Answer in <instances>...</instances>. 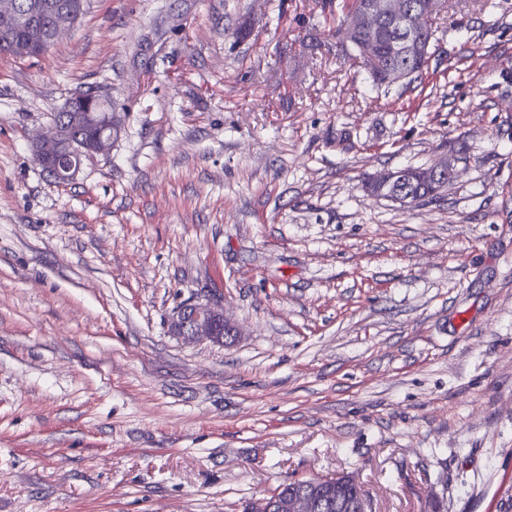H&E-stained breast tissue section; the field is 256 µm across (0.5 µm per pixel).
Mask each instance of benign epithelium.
Segmentation results:
<instances>
[{"instance_id":"benign-epithelium-1","label":"benign epithelium","mask_w":512,"mask_h":512,"mask_svg":"<svg viewBox=\"0 0 512 512\" xmlns=\"http://www.w3.org/2000/svg\"><path fill=\"white\" fill-rule=\"evenodd\" d=\"M40 9L46 14L67 12L69 18L58 27L50 29L48 36L45 37L42 30L35 25L33 13L16 8L8 13L3 27L27 29L40 42L38 54L42 55L78 21L81 2L63 0L59 3L57 0H45L40 4ZM441 9V0H426L421 13L411 8L409 0H365L361 4L355 2L343 29V38L353 44L361 35L375 32L386 23L406 27L412 32H422L427 28L429 19ZM99 127L98 143L94 144L90 151L107 156L112 150V144L120 136L121 124L116 117L108 113L99 122ZM34 150L39 153V157L53 162L52 176L57 180L70 182L79 174L81 164L73 161L76 153L73 151L71 140L56 125H49L38 136ZM455 176L454 165L448 162V157L443 156L424 169L422 179L436 187V192L440 194ZM169 332L180 338L222 343L232 341L237 336L236 329L225 320L221 310L199 301L186 303L174 311L169 320ZM343 483L353 484L355 479L345 474L315 476L305 481L294 480L288 490H278L253 501L245 512H319L324 507L325 494L334 493Z\"/></svg>"}]
</instances>
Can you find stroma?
Wrapping results in <instances>:
<instances>
[{
    "label": "stroma",
    "mask_w": 512,
    "mask_h": 512,
    "mask_svg": "<svg viewBox=\"0 0 512 512\" xmlns=\"http://www.w3.org/2000/svg\"><path fill=\"white\" fill-rule=\"evenodd\" d=\"M377 89L352 0H88L0 56V512H244L351 473L373 512H512V0H449ZM94 87L110 155L33 139ZM454 159L438 201L370 195ZM222 306L233 343L172 336Z\"/></svg>",
    "instance_id": "obj_1"
}]
</instances>
